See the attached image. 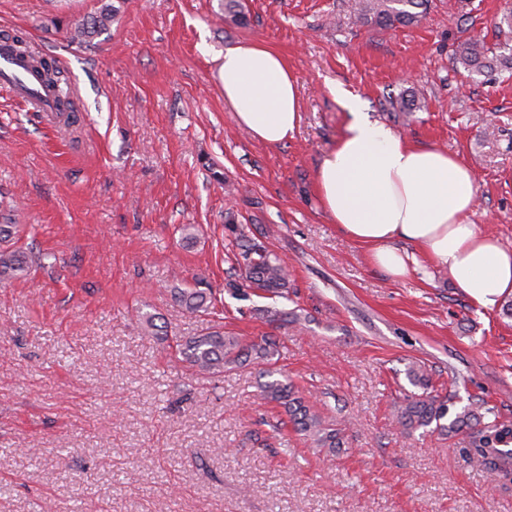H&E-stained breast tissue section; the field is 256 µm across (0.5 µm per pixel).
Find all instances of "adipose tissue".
I'll list each match as a JSON object with an SVG mask.
<instances>
[{"mask_svg":"<svg viewBox=\"0 0 512 512\" xmlns=\"http://www.w3.org/2000/svg\"><path fill=\"white\" fill-rule=\"evenodd\" d=\"M217 69L238 126L270 147L292 137L300 120L297 79L279 52L243 42L225 50ZM336 95L352 119L318 168L316 194L330 221L368 246L373 265L392 278L409 274L414 250L448 270L483 308L512 294V250L469 220L477 199L469 168L369 121L358 97Z\"/></svg>","mask_w":512,"mask_h":512,"instance_id":"1","label":"adipose tissue"}]
</instances>
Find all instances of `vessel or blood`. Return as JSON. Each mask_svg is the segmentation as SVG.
I'll list each match as a JSON object with an SVG mask.
<instances>
[{
  "label": "vessel or blood",
  "mask_w": 512,
  "mask_h": 512,
  "mask_svg": "<svg viewBox=\"0 0 512 512\" xmlns=\"http://www.w3.org/2000/svg\"><path fill=\"white\" fill-rule=\"evenodd\" d=\"M0 91L21 99L29 111L43 117L53 116L56 110L52 91L5 42H0Z\"/></svg>",
  "instance_id": "b4317fda"
}]
</instances>
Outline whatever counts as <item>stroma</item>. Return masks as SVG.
I'll use <instances>...</instances> for the list:
<instances>
[{
	"label": "stroma",
	"mask_w": 512,
	"mask_h": 512,
	"mask_svg": "<svg viewBox=\"0 0 512 512\" xmlns=\"http://www.w3.org/2000/svg\"><path fill=\"white\" fill-rule=\"evenodd\" d=\"M107 1L108 29L70 43ZM243 3L239 26L220 0H0V33L62 63L80 118L67 129L0 94V191L44 259L0 284V512H512V479L490 483L465 436L409 435L396 417L418 363L455 409L512 421V318L417 253L391 278L315 193L350 119L340 87L370 120L459 158L478 186L470 221L512 249V79L455 63L470 31L512 48V0H432L393 30L346 0ZM246 41L298 80L301 120L279 147L224 102L214 59ZM411 88L420 109L391 111ZM233 224L285 260L287 295L240 287ZM197 277L225 332L279 341L278 380L343 429L339 454L262 400L261 364L199 379L174 358L171 337L209 321L172 297ZM146 313L166 334L145 331Z\"/></svg>",
	"instance_id": "1"
}]
</instances>
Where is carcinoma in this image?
Segmentation results:
<instances>
[{"instance_id": "cac0c4a2", "label": "carcinoma", "mask_w": 512, "mask_h": 512, "mask_svg": "<svg viewBox=\"0 0 512 512\" xmlns=\"http://www.w3.org/2000/svg\"><path fill=\"white\" fill-rule=\"evenodd\" d=\"M429 0H352L351 9L357 19L379 29L391 30L419 23L426 12ZM115 7L105 5L98 13L75 22L71 39L86 42L105 30L112 21ZM13 39L21 58L28 60L42 83L57 93L59 114L67 115L71 122L77 115L68 112L73 95L69 80L57 62L35 54L30 50L26 38L19 34H5ZM456 63L467 72H512V49L496 51L485 39L469 36L456 49ZM396 112H413L419 108V97L412 91L390 101ZM23 225L17 223L6 207L0 208V281L23 278L29 275L35 264L30 254L19 245ZM240 235L236 244L242 250L241 286L282 297L288 293V267L264 245L255 241H243ZM178 305L189 313H206L211 308L212 290L202 279L191 288L174 289ZM179 361L184 363L192 375L210 378L226 369L254 358L266 365L264 373H274V358L279 354L278 346L271 340L261 343H245L239 337L224 332V325L213 324L193 336L176 338ZM411 384L422 389V393L406 397L398 407L397 418L403 430L411 434L420 428H432L442 435L452 437L463 431L469 432L468 459L476 462L491 478H506L512 475V425L498 420L494 410L485 412L469 407L454 415L450 408L429 392L430 379L420 365L407 369ZM263 398L283 409L287 419L296 429L313 441L316 447L335 452L343 445V435L337 428L325 422L313 405L299 396L293 386L280 380H272L261 390Z\"/></svg>"}]
</instances>
